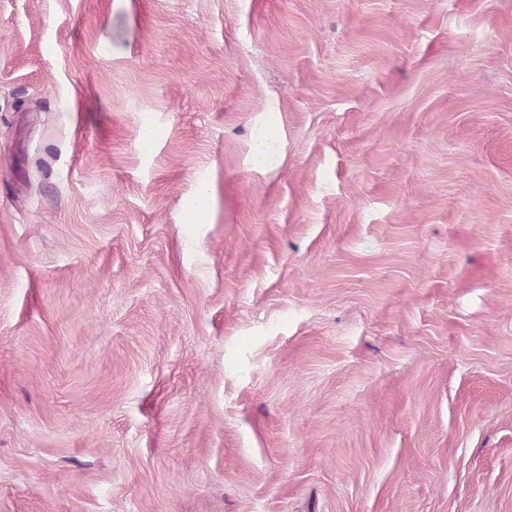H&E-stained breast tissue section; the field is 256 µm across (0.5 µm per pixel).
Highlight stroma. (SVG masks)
Instances as JSON below:
<instances>
[{
    "instance_id": "obj_1",
    "label": "stroma",
    "mask_w": 512,
    "mask_h": 512,
    "mask_svg": "<svg viewBox=\"0 0 512 512\" xmlns=\"http://www.w3.org/2000/svg\"><path fill=\"white\" fill-rule=\"evenodd\" d=\"M0 512H512V0H0Z\"/></svg>"
}]
</instances>
